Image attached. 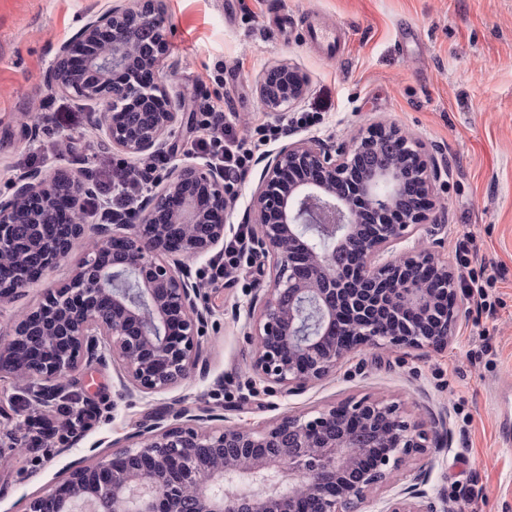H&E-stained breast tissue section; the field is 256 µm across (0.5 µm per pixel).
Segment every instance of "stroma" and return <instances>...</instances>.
Returning a JSON list of instances; mask_svg holds the SVG:
<instances>
[{
	"label": "stroma",
	"instance_id": "35a3bbf8",
	"mask_svg": "<svg viewBox=\"0 0 512 512\" xmlns=\"http://www.w3.org/2000/svg\"><path fill=\"white\" fill-rule=\"evenodd\" d=\"M117 0H0V193L30 169L53 170L78 151L91 168L100 155L135 165L130 155L102 141L86 115L103 104L59 91L25 94L40 82L57 48ZM166 67L174 68L186 96L183 131L170 163H194L183 141L194 134L202 97L224 100L239 114L238 132L274 121L259 87L269 68L285 64L307 79L306 93L288 114L316 113L291 140H349L374 123L391 124L448 166L437 185V204L448 235L442 257L455 261V245L472 236L476 264L493 270L502 300L495 318L465 302V317L448 346L436 352L387 347L357 352L328 378L297 395L268 387L251 371L252 347L244 319L261 279V259L245 256L234 277L205 289L211 311L202 338L203 364L173 389L118 398L121 377L111 358L82 365L61 387L0 373V512H27L73 469L107 454L112 443L162 418L171 403L207 411L228 423L253 427L287 410L306 411L359 394L401 396L413 416L443 419L444 447L432 460L426 490L437 512H462L453 488L478 484L479 512H512V445L495 438L497 395L512 384V0H162ZM331 27L335 48L309 42L307 30ZM37 122L24 120L28 111ZM83 257L65 261L0 309V342L9 319L68 282ZM495 355L472 362L481 331ZM90 404L92 418L32 461L10 447L7 435L37 431L24 423L22 405L55 417L57 408Z\"/></svg>",
	"mask_w": 512,
	"mask_h": 512
}]
</instances>
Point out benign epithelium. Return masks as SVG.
Segmentation results:
<instances>
[{
    "mask_svg": "<svg viewBox=\"0 0 512 512\" xmlns=\"http://www.w3.org/2000/svg\"><path fill=\"white\" fill-rule=\"evenodd\" d=\"M163 13L157 0L93 14L62 43L42 78L46 88L106 102L87 114L104 141L132 157L170 152L186 101L163 73ZM305 78L270 69L260 95L273 112L299 101ZM403 137L376 125L346 143L310 137L264 155L253 193L254 228L246 250L271 261L265 286L247 304L250 369L288 395L329 377L362 349L440 350L464 310L441 241L421 229L443 227L430 196L448 167L420 144L407 147L415 193L397 165L362 162L377 144ZM159 190L131 210L99 206L98 221L63 223L97 196L95 173L76 158L49 174L30 169L0 196V299L16 297L66 259L74 241L89 243L70 282L15 318L0 345V372L52 381L107 350L131 390L164 392L191 379L203 358L208 310L190 261L224 241V171L210 163L175 165ZM332 235L317 247L309 228ZM11 262L1 259L4 254ZM163 426L142 427L124 444L30 504L56 500V512H437L424 486L428 465L409 482L411 460L441 451V420L426 423L405 400L365 394L301 413L286 411L258 427H206L213 415L177 403Z\"/></svg>",
    "mask_w": 512,
    "mask_h": 512,
    "instance_id": "benign-epithelium-1",
    "label": "benign epithelium"
}]
</instances>
